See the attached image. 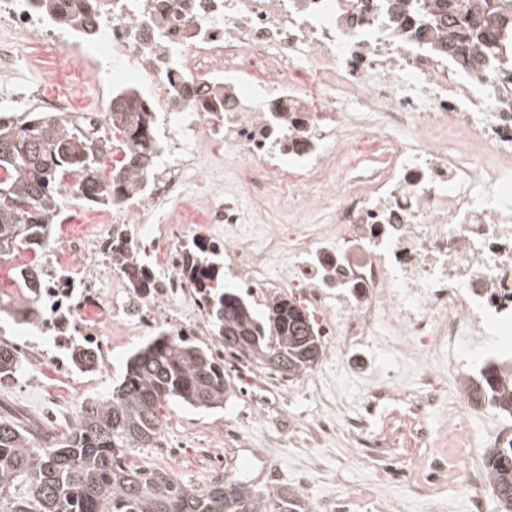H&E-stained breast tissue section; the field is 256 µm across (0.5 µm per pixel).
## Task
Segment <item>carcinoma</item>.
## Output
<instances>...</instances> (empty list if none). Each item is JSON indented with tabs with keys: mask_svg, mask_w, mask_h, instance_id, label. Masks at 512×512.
Wrapping results in <instances>:
<instances>
[{
	"mask_svg": "<svg viewBox=\"0 0 512 512\" xmlns=\"http://www.w3.org/2000/svg\"><path fill=\"white\" fill-rule=\"evenodd\" d=\"M401 10L423 13L434 28L452 26L448 45L478 62L487 57L512 65V0H404ZM151 119L145 109L126 104L112 110V132L124 138L128 176L105 181L98 170L105 158L99 142L50 114L21 123L0 120V257L29 247L57 223L66 178L77 198L104 205L125 194L133 173L150 164L146 140ZM300 307L273 299L258 316L238 293L222 290L213 302L219 333L246 330L245 358L282 372L268 360L282 355L288 379L312 370L322 355L316 332L296 326ZM20 369V361L0 346V375ZM230 395L224 367L190 343L161 336L131 357L112 394L85 406L76 424L36 445L17 419L0 416V512H308L297 492L280 486L263 492L236 477L212 483L197 494L164 470L145 471L124 463L137 448L159 437V409L170 402L188 408H224ZM467 395L512 416V382L485 370L467 382ZM494 496L512 512V447L487 453Z\"/></svg>",
	"mask_w": 512,
	"mask_h": 512,
	"instance_id": "carcinoma-1",
	"label": "carcinoma"
}]
</instances>
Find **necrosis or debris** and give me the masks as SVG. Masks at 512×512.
Here are the masks:
<instances>
[{
    "label": "necrosis or debris",
    "instance_id": "1",
    "mask_svg": "<svg viewBox=\"0 0 512 512\" xmlns=\"http://www.w3.org/2000/svg\"><path fill=\"white\" fill-rule=\"evenodd\" d=\"M30 41L62 48L68 72L99 88L84 111L72 92L39 99L41 111L98 127L113 101L135 99L152 117L154 164L108 223L0 257L19 288L17 305L0 303L15 324L4 345L21 362L0 389L35 420L71 425L117 355L170 336L205 346L254 408L187 434L208 480L234 468L223 443L248 447L243 423L303 391L319 412L277 430L313 451L300 482L336 437L378 459L402 443L416 456L382 479L424 512H498L484 457L512 447V419L464 388L468 367L490 360L512 379V99L496 65L463 62L389 0H69L63 15L0 0V80ZM199 242L256 303L301 296L329 358L389 355L415 387L374 373L353 406L325 370L288 382L225 352L185 269ZM82 348L91 365L77 363ZM400 397L415 431L368 437L376 407ZM447 447L467 464L449 465ZM368 505L402 512L375 485L311 512Z\"/></svg>",
    "mask_w": 512,
    "mask_h": 512
}]
</instances>
